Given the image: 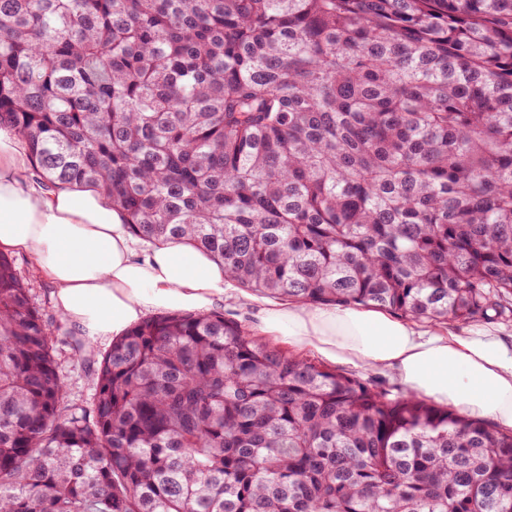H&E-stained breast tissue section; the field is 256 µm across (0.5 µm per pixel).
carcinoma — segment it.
Returning <instances> with one entry per match:
<instances>
[{"mask_svg": "<svg viewBox=\"0 0 512 512\" xmlns=\"http://www.w3.org/2000/svg\"><path fill=\"white\" fill-rule=\"evenodd\" d=\"M0 128L247 293L512 318V0H0ZM93 375L0 254V512H512V430L222 314Z\"/></svg>", "mask_w": 512, "mask_h": 512, "instance_id": "carcinoma-1", "label": "carcinoma"}]
</instances>
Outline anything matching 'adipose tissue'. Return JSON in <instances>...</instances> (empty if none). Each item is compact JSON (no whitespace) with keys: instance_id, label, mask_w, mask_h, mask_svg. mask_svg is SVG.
I'll return each instance as SVG.
<instances>
[{"instance_id":"obj_1","label":"adipose tissue","mask_w":512,"mask_h":512,"mask_svg":"<svg viewBox=\"0 0 512 512\" xmlns=\"http://www.w3.org/2000/svg\"><path fill=\"white\" fill-rule=\"evenodd\" d=\"M23 143L0 129V251L32 257L57 311L97 342L150 311L206 312L233 285L223 266L182 238L138 248L120 212L94 188L44 187ZM258 329L356 368L389 373L407 391L512 428V345L484 328L462 337L379 310L271 304Z\"/></svg>"}]
</instances>
